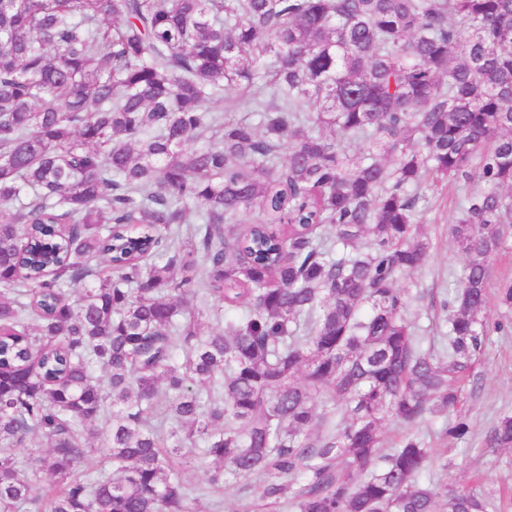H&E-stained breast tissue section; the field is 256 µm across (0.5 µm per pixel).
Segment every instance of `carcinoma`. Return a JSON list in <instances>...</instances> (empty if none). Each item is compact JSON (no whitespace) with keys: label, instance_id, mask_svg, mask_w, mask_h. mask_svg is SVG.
Returning a JSON list of instances; mask_svg holds the SVG:
<instances>
[{"label":"carcinoma","instance_id":"carcinoma-1","mask_svg":"<svg viewBox=\"0 0 512 512\" xmlns=\"http://www.w3.org/2000/svg\"><path fill=\"white\" fill-rule=\"evenodd\" d=\"M440 182L465 266L436 352L397 281ZM509 238L512 0H0V512H203L195 448L269 510L495 512L383 424L463 399ZM101 449L119 476L78 475Z\"/></svg>","mask_w":512,"mask_h":512}]
</instances>
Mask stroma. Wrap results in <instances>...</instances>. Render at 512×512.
Masks as SVG:
<instances>
[{"instance_id": "obj_1", "label": "stroma", "mask_w": 512, "mask_h": 512, "mask_svg": "<svg viewBox=\"0 0 512 512\" xmlns=\"http://www.w3.org/2000/svg\"><path fill=\"white\" fill-rule=\"evenodd\" d=\"M461 198V191L450 185L428 192L418 208L421 230L433 248L425 268L412 278L408 318L416 323L428 345L439 343L445 331L442 302L454 291L464 264L448 236L449 224L459 215ZM489 311L494 319L503 322L505 329L488 337L467 381L468 400L461 413L469 424L468 435L462 439L444 435L442 428L450 417L443 413L426 415L415 432L426 439L435 454L447 455L450 461L445 469L432 463L423 474L424 480L451 486L478 480L504 493L512 489V449L490 447L484 438L495 417L512 413V309L493 302ZM210 468L209 460L198 450L189 463L180 467L187 484L205 489L201 501L205 512H230L235 504L250 501L249 491L241 482L221 492L210 489Z\"/></svg>"}]
</instances>
